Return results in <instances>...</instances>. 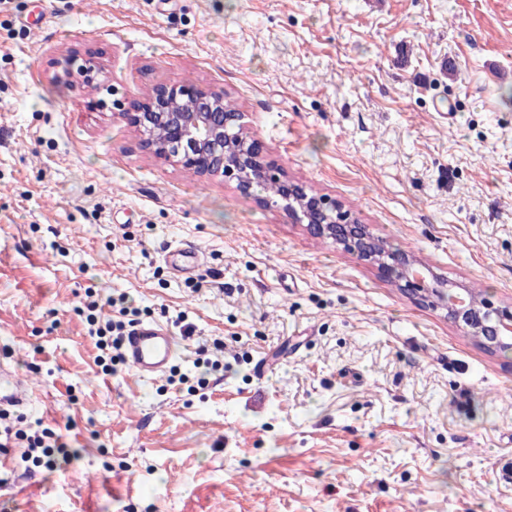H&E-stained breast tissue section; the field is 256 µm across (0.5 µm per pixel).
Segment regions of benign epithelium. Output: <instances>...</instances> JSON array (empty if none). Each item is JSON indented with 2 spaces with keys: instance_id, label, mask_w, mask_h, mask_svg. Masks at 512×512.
Segmentation results:
<instances>
[{
  "instance_id": "benign-epithelium-1",
  "label": "benign epithelium",
  "mask_w": 512,
  "mask_h": 512,
  "mask_svg": "<svg viewBox=\"0 0 512 512\" xmlns=\"http://www.w3.org/2000/svg\"><path fill=\"white\" fill-rule=\"evenodd\" d=\"M57 76L70 81L100 71L94 58L62 54L54 61ZM132 125L144 136L147 149L203 177L236 182L243 194L265 183L282 188L275 205L311 234L331 239L378 265L395 286L420 295L427 306L475 337L489 352L512 353V308L494 306L486 297L433 274L408 251L389 254L386 241L359 223L336 202L295 183L254 151L242 113L224 109V91L209 86L160 85L138 101Z\"/></svg>"
}]
</instances>
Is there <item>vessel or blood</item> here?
<instances>
[{"instance_id":"1","label":"vessel or blood","mask_w":512,"mask_h":512,"mask_svg":"<svg viewBox=\"0 0 512 512\" xmlns=\"http://www.w3.org/2000/svg\"><path fill=\"white\" fill-rule=\"evenodd\" d=\"M177 338L165 325L141 322L130 329L123 342L127 367L139 379L154 380L167 373L175 358ZM32 388L21 382L0 362V411L20 408L30 400Z\"/></svg>"}]
</instances>
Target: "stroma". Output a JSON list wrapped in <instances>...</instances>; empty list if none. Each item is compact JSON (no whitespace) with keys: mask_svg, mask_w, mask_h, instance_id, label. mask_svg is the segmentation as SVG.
I'll use <instances>...</instances> for the list:
<instances>
[{"mask_svg":"<svg viewBox=\"0 0 512 512\" xmlns=\"http://www.w3.org/2000/svg\"><path fill=\"white\" fill-rule=\"evenodd\" d=\"M66 49L97 58L108 95L53 80ZM171 84L223 89L288 177L512 304V0H11L0 350L38 388L25 429L77 456L27 476L13 448L0 512H512V354L150 154L126 113ZM177 246L202 252L193 275ZM91 291L102 322L120 293L141 321L183 316L179 356L220 364L207 386L102 370Z\"/></svg>","mask_w":512,"mask_h":512,"instance_id":"stroma-1","label":"stroma"}]
</instances>
